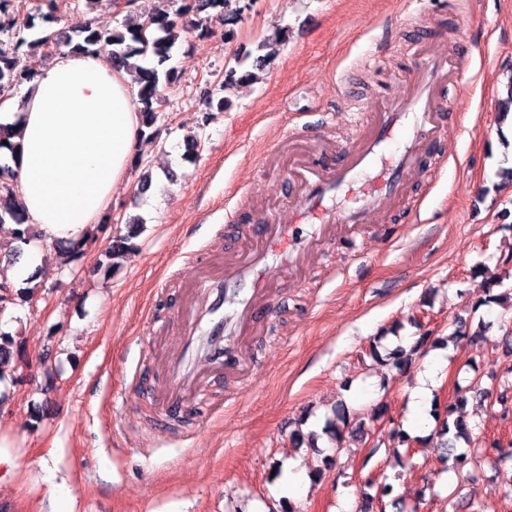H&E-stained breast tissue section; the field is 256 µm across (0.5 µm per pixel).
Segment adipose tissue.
<instances>
[{
	"label": "adipose tissue",
	"instance_id": "adipose-tissue-1",
	"mask_svg": "<svg viewBox=\"0 0 512 512\" xmlns=\"http://www.w3.org/2000/svg\"><path fill=\"white\" fill-rule=\"evenodd\" d=\"M105 53L61 50L25 85L0 101V124L14 125L19 160L9 150L14 189L30 223L51 241L82 242L100 223L138 157L141 122L125 70Z\"/></svg>",
	"mask_w": 512,
	"mask_h": 512
}]
</instances>
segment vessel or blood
Returning a JSON list of instances; mask_svg holds the SVG:
<instances>
[{
	"mask_svg": "<svg viewBox=\"0 0 512 512\" xmlns=\"http://www.w3.org/2000/svg\"><path fill=\"white\" fill-rule=\"evenodd\" d=\"M463 52L456 45L421 56L379 111L359 113L365 130L359 142L335 162L296 168L288 182L298 195L275 214L259 216L243 239L225 241L223 273L192 279L190 320L165 364L170 399L162 418L205 401L207 377L238 381L247 366L244 338L278 302L300 258L335 233L378 224L404 199L411 177L424 176V154L442 141L443 89L457 82L451 64Z\"/></svg>",
	"mask_w": 512,
	"mask_h": 512,
	"instance_id": "1",
	"label": "vessel or blood"
}]
</instances>
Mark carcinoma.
<instances>
[{"instance_id": "obj_1", "label": "carcinoma", "mask_w": 512, "mask_h": 512, "mask_svg": "<svg viewBox=\"0 0 512 512\" xmlns=\"http://www.w3.org/2000/svg\"><path fill=\"white\" fill-rule=\"evenodd\" d=\"M233 0H186L180 10L174 14L166 11H155L147 16L136 14L131 9L123 29L112 26L105 20L87 23L75 30V34L67 35L56 31H48L42 37L26 41L19 38L16 49L27 47L25 56L27 64L20 65L19 54H8L0 50V95L8 92L24 82L30 80L36 69L33 64L37 59L45 56L49 47L59 48L65 46L73 52H83L93 46L109 49L112 65L118 69L123 68L129 72L138 85V104L141 125L145 142L153 139L149 129L155 126L159 119L158 108L155 104L160 102L164 89L175 83V71L167 67L171 59L172 49L183 29L184 15L206 13V20H218L224 23V37L228 40L234 38V25L237 21L236 9L232 7ZM37 13H26L22 22L11 19L12 24H20L25 29L35 26V19L44 23H53L57 20L59 12L57 0H41L36 6ZM288 27H278L273 35L259 45L265 54L257 56L252 64H247L242 58L236 59V66L224 71V87L249 84L259 78L258 72L277 54V47L286 39ZM14 170L8 162L0 163V224H15L13 241L15 245H0V251L16 256L21 253L22 247L30 245L36 234L33 225L27 223L24 211L17 203L13 190ZM127 232L112 237V242L102 251L97 268L109 273L120 267L127 255L136 249L133 239L137 238L142 230L140 224L126 225ZM53 257L63 267H75L84 257L85 248L81 246H66L61 242H53ZM39 284H29L25 287L15 288L6 281L0 282V314L8 306L16 304V299L31 300L38 290ZM483 331V323H478L475 331L463 323L458 329L448 335V341L455 346L473 344ZM428 337H419L409 349L397 348L385 355L380 354L376 346H371L372 358L394 369L402 370L411 361V356L417 353L427 343ZM16 353L14 337L0 330V379L4 378L3 367L11 362ZM467 397L457 396L448 401L445 406V415L441 419L437 434L447 437L444 442L447 459L453 460L452 468L460 470L467 465L477 466L478 459L488 458V462L495 465L512 463V442L504 446L495 440L489 447L480 453L471 451H458V445H472L471 434L464 419V407ZM347 425L346 412L343 403H337L333 408V417L326 419L323 427L331 443L339 448L343 443V426Z\"/></svg>"}]
</instances>
